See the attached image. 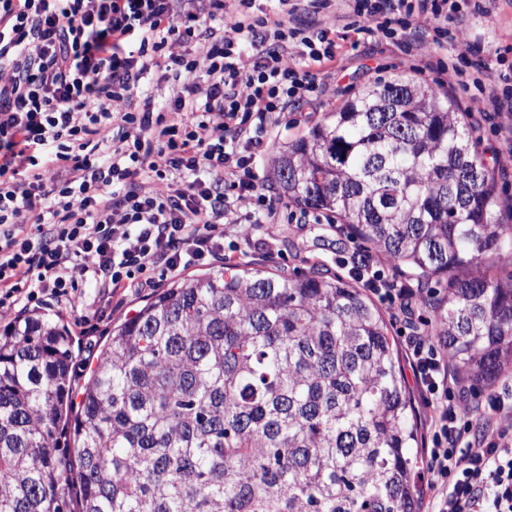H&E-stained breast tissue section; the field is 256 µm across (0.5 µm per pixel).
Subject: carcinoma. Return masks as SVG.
<instances>
[{"instance_id": "cac0c4a2", "label": "carcinoma", "mask_w": 512, "mask_h": 512, "mask_svg": "<svg viewBox=\"0 0 512 512\" xmlns=\"http://www.w3.org/2000/svg\"><path fill=\"white\" fill-rule=\"evenodd\" d=\"M467 113L427 86L361 89L279 147L271 178L422 278L477 383L512 365V253ZM41 311L0 329V512H419L418 429L379 307L339 276L240 266L162 289L112 328L84 384ZM510 271H512V255L504 254L499 258L487 259L477 267H472L470 274L475 276H494L507 280Z\"/></svg>"}]
</instances>
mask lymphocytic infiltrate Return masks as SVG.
Returning <instances> with one entry per match:
<instances>
[{
	"label": "lymphocytic infiltrate",
	"mask_w": 512,
	"mask_h": 512,
	"mask_svg": "<svg viewBox=\"0 0 512 512\" xmlns=\"http://www.w3.org/2000/svg\"><path fill=\"white\" fill-rule=\"evenodd\" d=\"M332 0H0V313L82 282L150 288L194 265L230 261L228 227L273 223L260 182L265 139L293 104L326 85ZM357 33L410 50L443 47L458 0H344ZM231 15L222 28L216 17ZM469 50L441 71L512 112V69L486 86ZM167 109L133 110L150 65ZM356 279L402 320L415 383L431 409L427 512H512V389L472 409L418 293L373 254Z\"/></svg>",
	"instance_id": "obj_1"
}]
</instances>
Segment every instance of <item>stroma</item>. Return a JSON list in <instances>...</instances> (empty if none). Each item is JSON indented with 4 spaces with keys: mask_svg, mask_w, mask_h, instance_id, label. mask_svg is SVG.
<instances>
[{
    "mask_svg": "<svg viewBox=\"0 0 512 512\" xmlns=\"http://www.w3.org/2000/svg\"><path fill=\"white\" fill-rule=\"evenodd\" d=\"M330 20L336 25V59L331 64L335 73L325 94L315 102L289 109L283 123L270 133L266 155L274 157L281 143L297 139L325 114L336 111L356 90L369 82H384L398 74L433 85L435 92L453 95L475 130L477 147L502 190L501 223L512 222V151L500 146L493 132L495 125H512L511 114L475 111L467 93L449 85H439L430 72H419V59L411 58L400 47L378 44L370 40L357 41L346 30L343 8H336ZM472 45L474 67H495L498 55L512 62V0H497L492 14L471 18L470 21L448 23V47L457 49ZM277 223L262 225L258 233L272 240L271 250L242 246L236 262L252 268L295 277L303 274L348 276L349 269L342 257L354 250L366 248V241L356 235L350 225L333 213L321 212L316 222L288 223V214H301L299 206L278 199ZM151 296L150 291L111 293L92 284H80L68 300L59 302L44 297L27 301V309L56 313L67 322L80 348L76 372L85 374L99 346L113 324L131 317Z\"/></svg>",
    "mask_w": 512,
    "mask_h": 512,
    "instance_id": "1",
    "label": "stroma"
}]
</instances>
